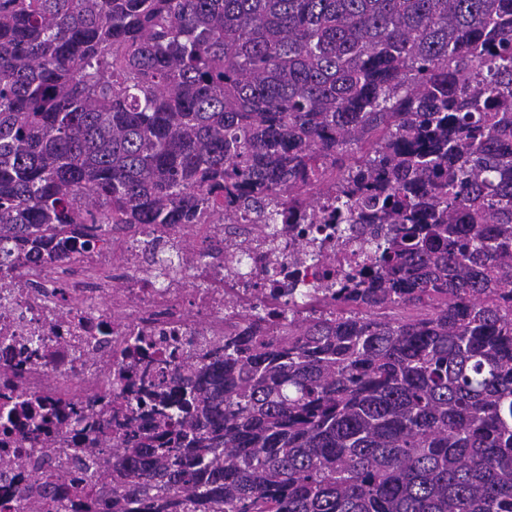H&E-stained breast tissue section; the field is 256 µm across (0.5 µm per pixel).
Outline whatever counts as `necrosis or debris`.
<instances>
[{"label": "necrosis or debris", "mask_w": 512, "mask_h": 512, "mask_svg": "<svg viewBox=\"0 0 512 512\" xmlns=\"http://www.w3.org/2000/svg\"><path fill=\"white\" fill-rule=\"evenodd\" d=\"M224 224H135L118 248L93 250L81 257L84 277L64 280V263L42 261L0 266V368L12 370V396L62 408L93 405L105 413L113 392L133 391L141 357L132 339L145 337L154 350L178 341L182 349L204 356L224 337V297L233 286L223 270L202 262L162 270L157 255L175 252L190 240L208 249L223 243ZM323 224L296 225L281 236L276 253L256 242L252 225L238 241L248 243L249 267L266 274L248 277L265 304H272L288 273L290 238H321ZM44 434L0 433V458L25 449L23 469L0 474V499L34 493V475L63 483L71 457L62 443L45 456Z\"/></svg>", "instance_id": "obj_1"}]
</instances>
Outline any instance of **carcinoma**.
Listing matches in <instances>:
<instances>
[{
	"label": "carcinoma",
	"instance_id": "1",
	"mask_svg": "<svg viewBox=\"0 0 512 512\" xmlns=\"http://www.w3.org/2000/svg\"><path fill=\"white\" fill-rule=\"evenodd\" d=\"M252 212L363 257L246 308L209 363L145 360L109 418L71 408L111 431L40 496L512 512V0H0L1 244L73 264L127 224Z\"/></svg>",
	"mask_w": 512,
	"mask_h": 512
}]
</instances>
